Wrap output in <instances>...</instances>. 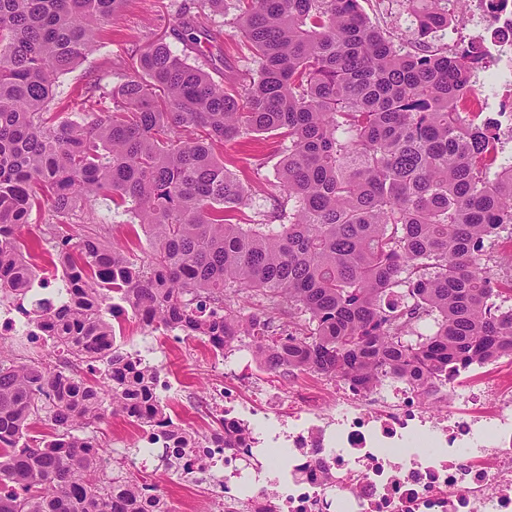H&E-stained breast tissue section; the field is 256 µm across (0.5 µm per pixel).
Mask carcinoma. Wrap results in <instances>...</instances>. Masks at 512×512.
Instances as JSON below:
<instances>
[{"mask_svg":"<svg viewBox=\"0 0 512 512\" xmlns=\"http://www.w3.org/2000/svg\"><path fill=\"white\" fill-rule=\"evenodd\" d=\"M467 0H407L416 46L374 26L360 0H239L257 70L228 91L160 36L123 83L93 85L91 112L51 111L59 75L115 23L124 0H0V292L36 266L19 230L47 208L73 223L91 199L125 208L149 237L137 260L79 227L57 235L73 299L46 317L69 365L22 360L0 340V512H162L155 488L109 477L94 435L106 414L163 416L154 370L116 345L112 299L165 328L248 349L270 372L375 389L431 384L448 368L512 356V278L489 247L512 226V156L476 120L482 46L435 44ZM270 133L288 142L277 223L236 224L252 194L216 149ZM257 297L267 305L245 313ZM304 319L269 333L282 304ZM431 321L428 332L419 325ZM55 433L34 442L28 431Z\"/></svg>","mask_w":512,"mask_h":512,"instance_id":"1","label":"carcinoma"}]
</instances>
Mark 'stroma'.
Returning a JSON list of instances; mask_svg holds the SVG:
<instances>
[{
	"label": "stroma",
	"instance_id": "1",
	"mask_svg": "<svg viewBox=\"0 0 512 512\" xmlns=\"http://www.w3.org/2000/svg\"><path fill=\"white\" fill-rule=\"evenodd\" d=\"M188 0H126L121 16L112 25L110 33L101 39L98 48L85 56L70 72L57 81L58 99L67 111L81 109L79 95L86 87L101 84L118 85L131 72V57L135 49L144 47L153 37L166 35L177 55L187 56L189 63L201 66L224 87H238L249 83L257 65L251 52L244 45L235 27L237 10L235 0H224L223 11L202 8L201 19L211 30L220 31L217 43L191 47L174 35L183 17L181 12ZM363 13L379 26L397 33L404 40H412L405 0H360ZM486 68L481 76L485 80L488 102L484 117L499 120L503 136L499 143L505 154H512V94L503 91L498 66L493 57H486ZM225 164L236 171L249 185L255 186L252 205L243 207L239 215L241 223L258 222L260 213L271 212L275 200L280 197L277 168L283 150L275 138L261 137L258 143L244 146L228 141L223 149ZM265 160L262 170H255L254 156ZM83 212L92 214L95 223L101 224L108 241L131 240L132 249L138 256L149 251L146 239H131L127 225L121 224L114 205L97 200L83 205ZM154 360L170 375L171 389L167 400L171 412L186 419L196 418L208 391L218 382L204 355L201 340L184 335L170 337L165 349L155 353ZM99 440L104 441L115 460H124L135 453L143 442L138 428L119 415H107L96 430ZM162 449L152 451V460L142 476L157 483L169 499L174 512H198L204 500L203 489L183 486L176 475L165 468Z\"/></svg>",
	"mask_w": 512,
	"mask_h": 512
}]
</instances>
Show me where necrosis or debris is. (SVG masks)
Listing matches in <instances>:
<instances>
[{"label": "necrosis or debris", "mask_w": 512, "mask_h": 512, "mask_svg": "<svg viewBox=\"0 0 512 512\" xmlns=\"http://www.w3.org/2000/svg\"><path fill=\"white\" fill-rule=\"evenodd\" d=\"M67 290L49 279L1 305L0 336L47 339L34 321ZM226 357L211 347L222 383L203 414L228 429L271 414L278 433L250 429L228 448L210 434L187 437L172 420L144 437L146 447L166 449L181 479L206 487L217 512H512V374L500 361L485 363L478 380L449 371L431 394L441 409L430 413L404 380L375 392L340 380L330 394L304 385L287 394L252 361L230 367ZM280 446L288 456L274 483L245 473L243 462Z\"/></svg>", "instance_id": "4bbe7bcc"}]
</instances>
